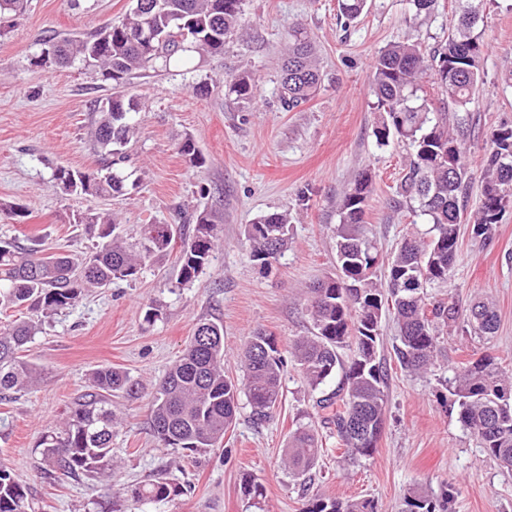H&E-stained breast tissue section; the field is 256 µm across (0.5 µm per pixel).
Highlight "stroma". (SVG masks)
I'll use <instances>...</instances> for the list:
<instances>
[{"instance_id": "35a3bbf8", "label": "stroma", "mask_w": 512, "mask_h": 512, "mask_svg": "<svg viewBox=\"0 0 512 512\" xmlns=\"http://www.w3.org/2000/svg\"><path fill=\"white\" fill-rule=\"evenodd\" d=\"M131 8L132 0H29L24 16L0 19V203L27 212L18 224L0 218V238L79 257L94 241L79 222L83 215L110 211L125 235L135 238L142 225L191 222L206 209L222 218L218 246L191 284H177L170 251L148 262L136 280L88 289L72 305L41 317L23 353L37 368L38 381L30 391L0 400V463L25 482L35 512H300L316 494L365 497L378 512H401L409 488L437 493L449 484L458 491L452 512H512V473L490 461L463 428L442 384L477 352L492 353L512 368L511 206L491 240L474 238L469 225H459L452 277L429 291L462 311L474 299L492 300L498 314L493 336L459 328L443 332L434 365L412 375L393 353L399 328L392 316H383L386 421L370 459L343 461L335 435L322 423L315 402L335 391L337 379L315 392L292 369L271 417L254 424L247 399H240L237 420L218 447L164 448L149 427L154 386L199 319L223 324L224 372L239 384V351L255 330L271 333L283 350L308 335L306 288L337 274L339 202L359 172L370 170L374 179L366 231L381 265H388L405 237L426 235V224L389 205L409 149L397 140L377 145L379 113L369 73L388 44H444L458 23L457 0H437L431 13L421 15L408 0H368L350 23L338 0H243L240 32L223 53L198 58L191 70L156 67L126 77L124 88L138 102V132L120 166L124 195L63 194L51 180L56 167L85 170L107 161L93 142V108L112 96L115 85L78 63L39 66L35 59L46 39L92 34L120 23ZM293 23L315 38L322 80L311 100L287 112L280 105L278 68L284 33ZM483 31L485 77L468 125L473 210L480 203L490 135L512 125V87L504 82L512 73V0H485ZM238 74L250 75L257 86L251 102L224 94L225 76ZM186 136L203 157L200 167H191L178 151ZM273 212L287 214L290 240L264 272L250 258L246 229ZM104 367L123 371L135 386L112 397V460L96 480L55 481L36 444ZM311 425L325 453L303 485L281 460L289 432ZM157 477L177 484L179 494L160 502L131 499L132 488ZM247 481L262 486V497L245 495Z\"/></svg>"}]
</instances>
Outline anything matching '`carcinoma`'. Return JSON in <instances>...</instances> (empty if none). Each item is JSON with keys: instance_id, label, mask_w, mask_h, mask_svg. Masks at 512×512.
<instances>
[{"instance_id": "carcinoma-1", "label": "carcinoma", "mask_w": 512, "mask_h": 512, "mask_svg": "<svg viewBox=\"0 0 512 512\" xmlns=\"http://www.w3.org/2000/svg\"><path fill=\"white\" fill-rule=\"evenodd\" d=\"M367 0H339L346 20L358 18ZM242 0H134L124 22L89 36H64L44 41L47 54L36 63L68 66L82 61L103 77L121 85L125 76L156 65L164 68L192 65L195 56L220 53L239 33ZM27 0H0V17H20ZM458 26L433 52L418 43L399 42L381 50L371 64V84L380 119L376 142L393 139L411 149L406 172L397 183L390 206L405 207L431 224L427 240L406 238L388 265L385 282L376 280L379 266L374 243L364 236L373 177L363 171L353 180L339 205L336 257L341 274L308 288L307 311L313 331L299 336L288 353L276 337L257 331L248 337L241 354L246 371L244 388L224 374V327L211 320L197 323L182 354L158 383L152 401L150 427L164 447L202 450L215 447L236 420L240 391H245L254 422L271 417L282 397L287 365L303 375L315 391L334 374L342 373L335 392L316 400L322 422L331 425L342 455L352 460L371 457L382 433L386 414L387 378L377 346L383 314L396 319L400 344L394 353L401 366L423 371L438 352V336L457 323L455 303H428L424 290L448 282L458 252V224L466 209L470 174L465 129L467 111L483 83L486 44L482 0H461ZM166 35L146 46L143 30ZM287 52L280 69V102L291 111L309 100L321 84L314 47L307 31L288 27ZM430 74L448 98L454 112H433L417 95L422 76ZM230 95L241 101L254 98L255 87L246 75L225 78ZM137 103L117 94L98 105L94 138L109 155L123 159L122 148L136 127L132 112ZM179 153L192 167L201 164L189 136ZM115 160L97 169L58 167L52 179L64 194L112 197L124 191V177L112 170ZM512 204V126L492 132L482 178V199L473 214L471 232L487 240L505 208ZM79 223L97 229L95 250L80 259L66 255L42 256L16 240L0 239V313L27 310L49 313L71 305L87 288H105L115 280L135 279L142 266L158 254L179 248L181 285L195 281L209 264L215 248L213 216L203 211L193 232L174 224H149L135 243L117 233L110 213H96ZM279 248L288 244V218L281 213L258 216L248 228L250 257L262 270L276 254L266 252V240ZM474 332L489 336L498 327L497 312L489 300H478L466 319ZM32 319L15 320L0 329V396L27 390L37 380V369L20 352L36 334ZM354 347L345 359L339 350ZM130 387L120 370L105 367L92 377V391L76 400L63 424L43 433L38 441L41 460L62 476L95 477L112 459V393ZM448 392L457 406L459 422L469 430L489 459L512 471V374L485 354L465 363L448 379ZM321 444L312 428H298L288 436L283 461L295 477H305L318 464ZM180 493L178 487L150 480L131 489L135 501H161ZM457 490L450 485L439 495L419 487L404 497L401 512H450ZM0 512H32L27 487L13 471L0 466ZM302 512H376L367 498L337 499L314 496Z\"/></svg>"}]
</instances>
